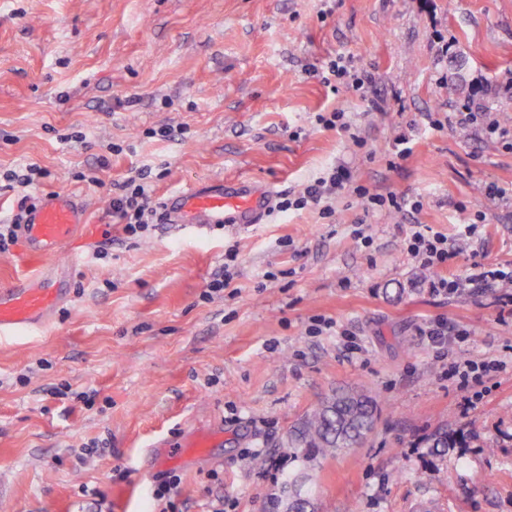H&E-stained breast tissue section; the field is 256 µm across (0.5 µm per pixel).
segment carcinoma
<instances>
[{"mask_svg": "<svg viewBox=\"0 0 512 512\" xmlns=\"http://www.w3.org/2000/svg\"><path fill=\"white\" fill-rule=\"evenodd\" d=\"M379 406L377 398L363 389H339L333 398L318 404L288 430L284 448L290 457L309 464L334 457L368 437ZM457 443L456 432L443 431L437 436L434 453L441 456Z\"/></svg>", "mask_w": 512, "mask_h": 512, "instance_id": "obj_1", "label": "carcinoma"}]
</instances>
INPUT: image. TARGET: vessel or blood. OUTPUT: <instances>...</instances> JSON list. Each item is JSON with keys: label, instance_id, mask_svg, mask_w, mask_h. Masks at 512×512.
Here are the masks:
<instances>
[{"label": "vessel or blood", "instance_id": "vessel-or-blood-1", "mask_svg": "<svg viewBox=\"0 0 512 512\" xmlns=\"http://www.w3.org/2000/svg\"><path fill=\"white\" fill-rule=\"evenodd\" d=\"M262 186L247 180L198 183L168 195L166 223L214 230L225 224L260 223L269 209ZM85 210L65 193L50 196L31 211L21 230L30 256L49 259L71 244L85 224ZM64 297L58 278L40 277L0 289V334L40 323Z\"/></svg>", "mask_w": 512, "mask_h": 512}]
</instances>
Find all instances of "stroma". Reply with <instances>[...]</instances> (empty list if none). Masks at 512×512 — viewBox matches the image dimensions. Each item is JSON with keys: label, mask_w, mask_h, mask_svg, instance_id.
I'll return each instance as SVG.
<instances>
[{"label": "stroma", "mask_w": 512, "mask_h": 512, "mask_svg": "<svg viewBox=\"0 0 512 512\" xmlns=\"http://www.w3.org/2000/svg\"><path fill=\"white\" fill-rule=\"evenodd\" d=\"M325 5L0 0V171L37 165L31 195L67 192L86 210L66 300L45 325L0 336V512H283L288 479L313 512H512V289L425 286L477 262L512 268V199L483 194L512 191V148L460 129L457 113L472 98L512 126V99L495 93L512 77V0ZM339 56L371 74L367 96L322 83ZM338 109L351 131L318 122ZM160 127L170 137H148ZM340 162L369 193L420 210L347 190L326 219L275 210L134 240L109 208L143 167L160 202L221 178L277 197ZM416 224L455 244L446 267L407 253ZM227 272L229 288L204 298ZM437 318L468 333L444 363L419 334ZM318 319L330 326L316 336ZM464 360L502 369L463 389L447 364ZM351 386L385 402L373 432L306 471L282 448L288 430ZM443 428L463 445L440 457ZM202 435L212 446L180 460L160 451Z\"/></svg>", "instance_id": "1"}]
</instances>
